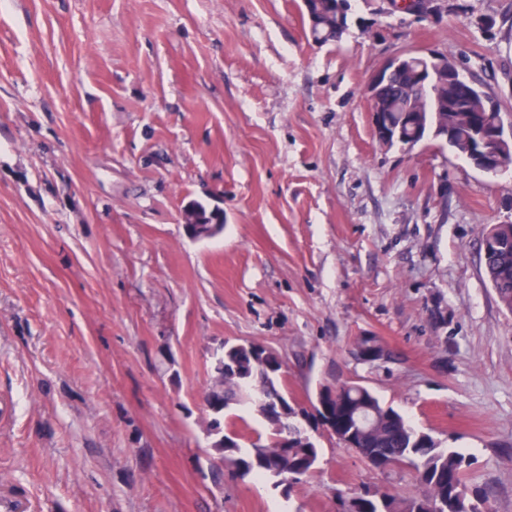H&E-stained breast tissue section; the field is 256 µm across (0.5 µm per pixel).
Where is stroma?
Here are the masks:
<instances>
[{"label":"stroma","instance_id":"stroma-1","mask_svg":"<svg viewBox=\"0 0 512 512\" xmlns=\"http://www.w3.org/2000/svg\"><path fill=\"white\" fill-rule=\"evenodd\" d=\"M321 44L302 0H0V498L15 512H336L405 493L326 432L283 495L220 464L203 395L224 343L283 362L297 409L362 383L465 449L512 512V312L483 267L512 166L378 143L367 84L445 54L512 124V0L426 17L351 0ZM491 17L492 29L480 21ZM224 211L194 240L182 213ZM376 336L389 358L365 363Z\"/></svg>","mask_w":512,"mask_h":512}]
</instances>
